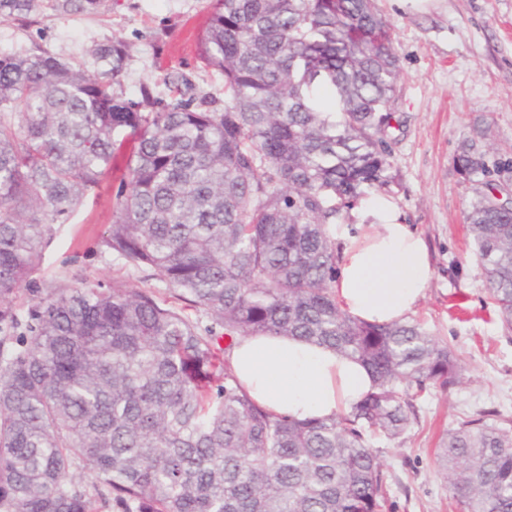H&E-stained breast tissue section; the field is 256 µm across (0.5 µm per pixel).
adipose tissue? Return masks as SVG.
Returning a JSON list of instances; mask_svg holds the SVG:
<instances>
[{
	"instance_id": "ef3b65f1",
	"label": "adipose tissue",
	"mask_w": 512,
	"mask_h": 512,
	"mask_svg": "<svg viewBox=\"0 0 512 512\" xmlns=\"http://www.w3.org/2000/svg\"><path fill=\"white\" fill-rule=\"evenodd\" d=\"M358 206L372 230L329 227L345 242L333 284L336 301L367 323L405 320L424 299L433 277L428 245L400 220L389 196H367ZM227 359L255 402L297 420L349 413L373 387V377L360 361L293 337L245 336Z\"/></svg>"
}]
</instances>
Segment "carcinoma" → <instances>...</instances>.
Returning <instances> with one entry per match:
<instances>
[{
	"instance_id": "obj_1",
	"label": "carcinoma",
	"mask_w": 512,
	"mask_h": 512,
	"mask_svg": "<svg viewBox=\"0 0 512 512\" xmlns=\"http://www.w3.org/2000/svg\"><path fill=\"white\" fill-rule=\"evenodd\" d=\"M101 4L0 0V17ZM201 51L224 75L222 109L183 78L166 82L176 103L142 111L156 98L123 97L121 40L96 46L91 67L0 56V512H382L372 440L400 439L418 397L463 382L420 322L368 324L333 294L328 225L394 182L400 65L376 0H214ZM458 165L484 287L512 327V202L492 178L508 164L471 144ZM116 167L102 246L206 324L100 280L13 310L56 225ZM261 334L355 358L374 390L346 415L276 416L221 347ZM437 464L460 512H512L508 419L462 420Z\"/></svg>"
}]
</instances>
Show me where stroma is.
<instances>
[{
	"label": "stroma",
	"mask_w": 512,
	"mask_h": 512,
	"mask_svg": "<svg viewBox=\"0 0 512 512\" xmlns=\"http://www.w3.org/2000/svg\"><path fill=\"white\" fill-rule=\"evenodd\" d=\"M211 0H104L93 14L44 11L24 20L0 19V54L43 47L86 61L96 44L120 39L129 60L126 98L143 86L163 92L167 77L224 96V78L205 66L200 40ZM393 28L400 58L394 108L390 196L404 223L426 239L434 278L413 313L463 368V382L416 402L419 420L404 439L374 440L387 476L385 512H458L438 473L436 453L457 421L493 409L512 420V328H506L484 288L465 214L474 198L456 170L464 144L488 162L512 159V0H435L425 11L377 0ZM117 176L105 174L83 204L59 225L28 289L12 306L26 314L33 298L80 280L133 286L169 299L165 284L104 251Z\"/></svg>",
	"instance_id": "obj_1"
}]
</instances>
